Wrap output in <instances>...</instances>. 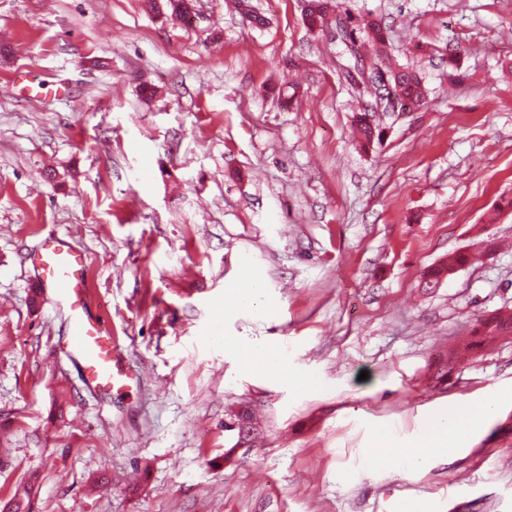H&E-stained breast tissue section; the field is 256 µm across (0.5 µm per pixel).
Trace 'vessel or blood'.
<instances>
[{
  "label": "vessel or blood",
  "mask_w": 512,
  "mask_h": 512,
  "mask_svg": "<svg viewBox=\"0 0 512 512\" xmlns=\"http://www.w3.org/2000/svg\"><path fill=\"white\" fill-rule=\"evenodd\" d=\"M39 257L44 271L40 287H52L58 304L70 310L68 354L81 366L88 383L114 388L124 381L122 352L115 339L86 314L83 299L86 260L84 254L60 238L46 239Z\"/></svg>",
  "instance_id": "b4317fda"
}]
</instances>
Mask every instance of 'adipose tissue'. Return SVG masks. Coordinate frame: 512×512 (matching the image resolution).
<instances>
[{"label": "adipose tissue", "instance_id": "1", "mask_svg": "<svg viewBox=\"0 0 512 512\" xmlns=\"http://www.w3.org/2000/svg\"><path fill=\"white\" fill-rule=\"evenodd\" d=\"M237 355L243 369L261 372L272 380L288 383L298 391H308L315 384L314 379L291 372L277 348L241 345L237 348ZM496 407V400L488 399L475 406H456L431 415L421 423L414 442L405 448L394 447L388 432L376 431L367 457L373 460L385 453L400 465H419L431 449L448 448L477 431Z\"/></svg>", "mask_w": 512, "mask_h": 512}]
</instances>
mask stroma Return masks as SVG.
<instances>
[{
    "instance_id": "35a3bbf8",
    "label": "stroma",
    "mask_w": 512,
    "mask_h": 512,
    "mask_svg": "<svg viewBox=\"0 0 512 512\" xmlns=\"http://www.w3.org/2000/svg\"><path fill=\"white\" fill-rule=\"evenodd\" d=\"M0 0V506L31 512H512V338L470 349L512 310V0H339L387 27L384 64L426 106L364 102L353 49L303 0ZM149 177H142L143 166ZM86 256L87 312L129 379L86 385L68 313L33 296L46 237ZM493 252L432 291L453 252ZM262 284L260 308L225 304ZM279 348L314 391L245 371L231 345ZM368 379H361V372ZM496 397L461 446L368 463L423 418ZM247 407L259 430H225ZM144 7L147 11L162 15L163 8L170 11L171 16L185 20L195 10V0H144ZM159 2H165L160 3ZM357 70L362 79L363 92L367 91V84H371L374 90V102H367L364 106V112H359L355 116V122L360 133V144L365 150L373 147L375 141H379L380 132L373 124V115L369 111L377 112L382 107L383 111L388 112L389 106L386 102L380 100L379 90L383 83L388 81L394 88L400 98V101L411 105L412 107H421L426 104L428 89L423 79L414 71L399 69H381L376 64L372 65L369 73H365V67ZM392 86H389L390 98L396 102ZM481 245L483 246L476 253L462 251L448 259V263L442 262L430 267L423 277V282L421 283L423 287H436L440 282L452 275L457 268L466 266L476 260L478 255L491 252L496 247L495 243L490 240L481 242ZM259 288L262 287L255 278L230 284L224 292V302L230 300L236 305H251L255 302ZM508 325H512V314L508 311H496L489 317L479 322L474 336L477 339L473 341L472 347H481L487 337L504 336L503 332Z\"/></svg>"
}]
</instances>
